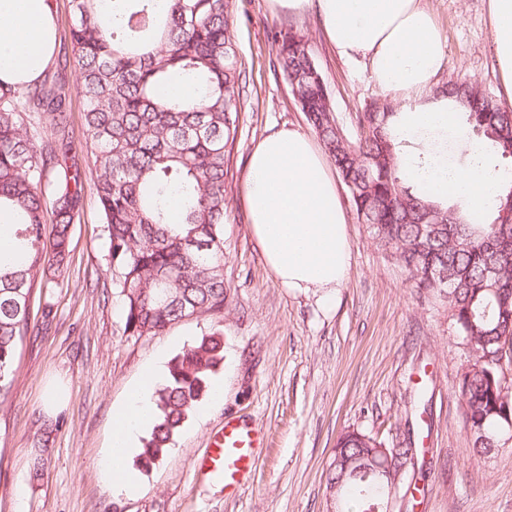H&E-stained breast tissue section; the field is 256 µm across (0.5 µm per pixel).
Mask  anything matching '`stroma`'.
<instances>
[{
	"mask_svg": "<svg viewBox=\"0 0 512 512\" xmlns=\"http://www.w3.org/2000/svg\"><path fill=\"white\" fill-rule=\"evenodd\" d=\"M446 39L438 82L471 81L493 96L502 83L488 0H423ZM233 30L247 84L224 196L223 313H202L157 336L125 328L102 212L83 136V102L70 95L66 163L84 185L70 258L51 293L34 292L31 330L19 347L11 391L0 399V512H331L326 470L341 433L413 436L425 456L414 512H512V449L468 457L454 394L465 361L444 308L417 293L388 251L360 224L346 186L338 194L351 247L349 280L332 303L283 287L250 232L243 201L247 160L271 130L310 132L287 81L275 72L271 31L304 35L349 134L380 98L364 58L344 59L316 11L276 14L269 0H235ZM403 153L448 150L470 158L455 130L402 142ZM224 332L219 402L202 400L169 455L139 471L141 487L113 493L103 471L112 413L145 370L167 366L202 335ZM246 418L262 446L251 483L225 496L196 460L226 420Z\"/></svg>",
	"mask_w": 512,
	"mask_h": 512,
	"instance_id": "obj_1",
	"label": "stroma"
}]
</instances>
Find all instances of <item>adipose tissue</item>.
I'll return each instance as SVG.
<instances>
[{
  "instance_id": "obj_1",
  "label": "adipose tissue",
  "mask_w": 512,
  "mask_h": 512,
  "mask_svg": "<svg viewBox=\"0 0 512 512\" xmlns=\"http://www.w3.org/2000/svg\"><path fill=\"white\" fill-rule=\"evenodd\" d=\"M272 11L300 15L317 9L328 41L344 57L366 59L373 84L382 92L419 95L398 110L392 128L414 139L427 128L451 121L448 100L428 95L441 70L446 40L423 0H270ZM493 49L507 102L512 105V0H490ZM56 21L50 0H0V82L38 80L53 57ZM468 167L449 170L437 156L420 165L403 158L408 177L431 197H451L473 215L485 212L499 193V172L480 162L471 145ZM252 234L267 265L287 288L314 289L335 297L350 272L346 216L326 157L304 132L282 128L253 147L244 186ZM155 372L144 373L112 417L104 471L119 494L138 488L130 465L133 442L154 421L150 402Z\"/></svg>"
}]
</instances>
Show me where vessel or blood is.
<instances>
[{
    "label": "vessel or blood",
    "mask_w": 512,
    "mask_h": 512,
    "mask_svg": "<svg viewBox=\"0 0 512 512\" xmlns=\"http://www.w3.org/2000/svg\"><path fill=\"white\" fill-rule=\"evenodd\" d=\"M258 431L250 420L226 421L197 460V469L225 490L239 489L255 465Z\"/></svg>",
    "instance_id": "vessel-or-blood-1"
}]
</instances>
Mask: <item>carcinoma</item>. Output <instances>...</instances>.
Wrapping results in <instances>:
<instances>
[{"label": "carcinoma", "instance_id": "1", "mask_svg": "<svg viewBox=\"0 0 512 512\" xmlns=\"http://www.w3.org/2000/svg\"><path fill=\"white\" fill-rule=\"evenodd\" d=\"M71 54L56 72L22 87L0 84V213L13 240L0 253V398L8 395L18 344L30 331L29 301L46 271L67 270L81 177L63 166L70 126L65 73L77 72L83 136L108 257L123 296L126 329L156 336L196 312L224 313V182L238 135L245 71L238 65L233 0H72ZM277 60L345 186L361 223L419 291L443 304L466 363L455 387L469 451L503 449L512 432V171L491 219L470 221L405 187L390 125L393 106L367 108L356 137L338 121L305 37L275 36ZM439 93L466 118L471 140L512 159V110L468 81ZM52 200L55 233L45 241ZM448 279L442 285L435 273ZM224 363L216 329L176 355L152 394L155 421L138 455L149 468L175 446ZM419 449L347 431L328 467L336 512H385L387 472L403 485Z\"/></svg>", "mask_w": 512, "mask_h": 512}]
</instances>
